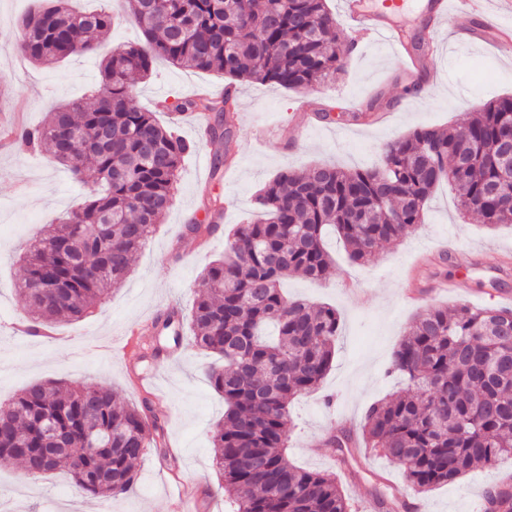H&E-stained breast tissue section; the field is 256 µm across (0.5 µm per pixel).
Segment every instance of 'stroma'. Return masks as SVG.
<instances>
[{
	"label": "stroma",
	"mask_w": 512,
	"mask_h": 512,
	"mask_svg": "<svg viewBox=\"0 0 512 512\" xmlns=\"http://www.w3.org/2000/svg\"><path fill=\"white\" fill-rule=\"evenodd\" d=\"M498 0H484L481 13L456 11L438 28L428 26L419 9L397 19L409 42L423 41L429 51L419 58L421 77L412 81L401 60L383 43L339 22V49L344 67L313 90L299 93L278 85L239 81L220 72H202L159 60L150 76L138 81L133 99L141 110L160 99L188 97L199 89L223 95L234 89L238 120L234 128L235 162L223 178L202 171L203 157L217 151L201 143L191 115L158 120L173 126L191 150L179 168L173 202L157 234L136 254L128 275L109 299L84 320L62 322L48 337L14 335L25 302L16 286L23 275L19 256L48 224L62 220L83 202L93 182L90 169L74 175L45 152L20 138L0 140V403L35 382L64 379L111 389L125 404L149 399L164 423L170 453H148L139 466L134 492L109 503L87 497L71 481L66 466L24 477L20 465L0 467V512H173L182 489L197 492L202 512H229L214 466L211 436L224 416V400L208 380L215 356L181 343L161 356L150 350L166 339L152 322L169 304L190 319L199 273L224 250V233L254 219L259 190L282 168L327 163L344 169L373 166L381 146L420 126L445 127L486 101L512 96V49L499 50L487 38L459 44V27L490 29L499 20ZM40 0H0V128L40 125L55 106L90 94L100 81L103 58L114 48L142 40L128 23L116 24L98 50L51 66L23 62L14 32L21 17ZM375 103L379 122L357 119L362 105ZM221 197L224 220L209 242L187 234L186 224L204 219V194ZM474 261L441 256L419 262L418 277L430 284L444 277L461 278L453 297L438 298L441 307L468 303L498 307V294L512 292V226L483 224L477 215L461 217L456 193L441 185L427 203L423 224L395 243L381 247L367 263H351L336 235L326 248L333 266L326 278L289 277V296L313 304H329L340 315L333 365L317 392L296 398L291 406L288 457L298 467L332 471L339 458L328 439L360 430L368 408L399 389L389 372L392 353L418 313L401 302L406 267L415 254L445 239ZM497 249L508 268L489 278L479 262L483 250ZM145 373L153 386H139ZM344 494L354 504L378 496L410 498L403 472L369 449L349 459ZM512 473V457L477 468L456 482L423 493L429 512H478L476 500L500 474Z\"/></svg>",
	"instance_id": "35a3bbf8"
}]
</instances>
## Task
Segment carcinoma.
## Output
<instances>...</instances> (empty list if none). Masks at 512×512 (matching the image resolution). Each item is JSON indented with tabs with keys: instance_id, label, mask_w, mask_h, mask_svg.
I'll list each match as a JSON object with an SVG mask.
<instances>
[{
	"instance_id": "carcinoma-1",
	"label": "carcinoma",
	"mask_w": 512,
	"mask_h": 512,
	"mask_svg": "<svg viewBox=\"0 0 512 512\" xmlns=\"http://www.w3.org/2000/svg\"><path fill=\"white\" fill-rule=\"evenodd\" d=\"M127 17L145 41L112 51L87 97L47 113L42 127L24 129L28 145L61 164L71 146L91 159L97 189L60 224H50L21 254L29 332L76 320L105 300L156 232L189 145L154 113L131 105L135 78L153 63L222 72L238 80L306 92L336 74L343 59L327 0H125ZM115 18L106 7L77 13L68 0L26 17L17 49L52 65L95 51ZM165 108L212 112L209 134L224 143L212 177L222 175L235 121L232 97H181ZM512 136V97L487 101L446 130L419 127L385 144L378 166L285 167L259 191L261 218L227 235L224 254L198 278L191 316L195 347L223 364L208 379L224 398V420L212 434L216 466L230 512H353L334 472L292 464L287 453L289 406L316 392L336 353L340 316L329 306L291 299L282 281L292 274L322 280L332 264L324 236L332 227L349 259L368 261L379 246L399 241L421 223L435 187L456 191L463 212L483 223L512 224V157L500 140ZM205 219L187 225L206 238L222 210L204 197ZM512 310L460 304L427 306L393 352L401 381L390 399L371 406L363 425L369 447L400 467L409 489L423 493L478 466L512 456ZM174 329L177 313L158 319ZM52 425L57 436L46 434ZM67 447L65 465L85 493L109 500L134 490L138 462L150 448L164 454V429L148 399L122 405L107 388L66 381L36 383L0 404V466L27 470L42 449ZM485 512H512V475L486 490Z\"/></svg>"
}]
</instances>
